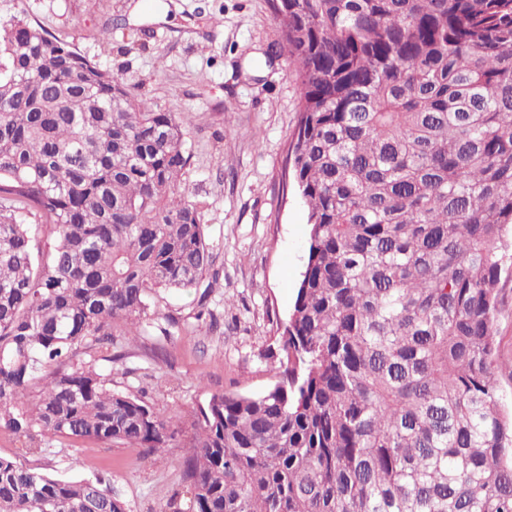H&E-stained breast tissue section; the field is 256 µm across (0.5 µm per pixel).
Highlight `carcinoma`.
<instances>
[{"label": "carcinoma", "instance_id": "obj_1", "mask_svg": "<svg viewBox=\"0 0 512 512\" xmlns=\"http://www.w3.org/2000/svg\"><path fill=\"white\" fill-rule=\"evenodd\" d=\"M297 75L309 239L256 394L214 393L179 461L188 512H512L495 369L512 281V0H272ZM174 112L23 19L0 20V512H128L45 437L169 447L177 416L112 390L116 337L208 296L213 252ZM54 229L36 245L30 219ZM204 288L190 289L187 291H175V292H162L161 296L163 297L162 306L167 310H170L174 313L181 314V316L185 317L188 322H194L192 318H189L193 313V308L195 304V300L198 296V293L202 292Z\"/></svg>", "mask_w": 512, "mask_h": 512}]
</instances>
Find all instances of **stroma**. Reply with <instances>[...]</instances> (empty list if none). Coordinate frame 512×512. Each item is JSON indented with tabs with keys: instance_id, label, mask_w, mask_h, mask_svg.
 Masks as SVG:
<instances>
[{
	"instance_id": "obj_1",
	"label": "stroma",
	"mask_w": 512,
	"mask_h": 512,
	"mask_svg": "<svg viewBox=\"0 0 512 512\" xmlns=\"http://www.w3.org/2000/svg\"><path fill=\"white\" fill-rule=\"evenodd\" d=\"M21 18L117 74L156 112L176 113L189 163L183 182L213 247L217 331L164 337L159 325L118 343L112 387L146 390L180 417L165 452L54 443L43 467L80 478L110 471L130 512L179 497L192 415L211 394H254L271 370L308 247L307 208L290 185L299 96L272 0H0Z\"/></svg>"
}]
</instances>
